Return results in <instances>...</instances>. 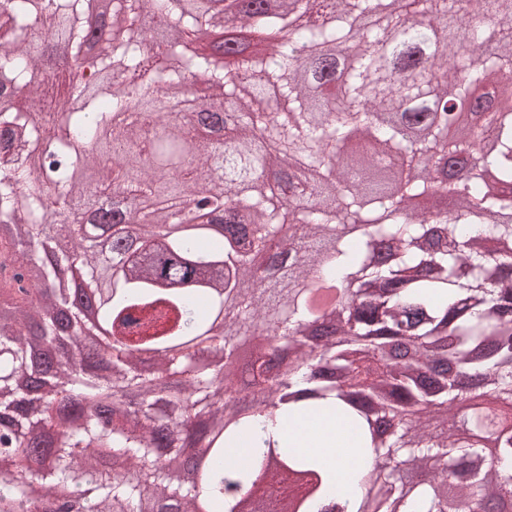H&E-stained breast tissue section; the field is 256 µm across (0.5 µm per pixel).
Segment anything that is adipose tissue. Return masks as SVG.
Instances as JSON below:
<instances>
[{"instance_id":"1","label":"adipose tissue","mask_w":512,"mask_h":512,"mask_svg":"<svg viewBox=\"0 0 512 512\" xmlns=\"http://www.w3.org/2000/svg\"><path fill=\"white\" fill-rule=\"evenodd\" d=\"M283 440L286 447L320 455L335 472L338 488L352 485L353 469L348 454L352 433L349 428H339L325 420L301 419L285 424Z\"/></svg>"}]
</instances>
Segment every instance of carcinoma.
I'll return each mask as SVG.
<instances>
[{
  "mask_svg": "<svg viewBox=\"0 0 512 512\" xmlns=\"http://www.w3.org/2000/svg\"><path fill=\"white\" fill-rule=\"evenodd\" d=\"M112 0L123 38L82 53L88 0H0V502L30 512V488L62 487L55 512H256L292 476L288 512H499L512 502V423L481 444L462 414L471 391L512 406V3L486 0ZM241 28L216 50L199 30ZM267 55H243V34ZM70 46L76 96L39 94V57ZM494 96L481 92L490 76ZM202 79L222 94L181 110L168 91ZM483 102L472 139L443 136ZM492 149L482 155L476 140ZM457 195L428 220L407 208ZM84 209L60 220L57 203ZM97 296L109 373H84L81 294ZM338 338L311 342L312 325ZM274 332L296 357L271 372L257 351L246 384L264 407L238 408L231 363ZM405 340L421 359L395 362ZM180 375L151 407L157 387ZM465 420L473 439L435 435L423 417ZM204 416L213 448L200 484L169 466ZM333 419L368 466L339 492L316 454L283 446V422ZM403 448L431 481L404 485L383 458ZM113 448L111 475L90 449ZM145 448H170L166 462ZM458 473L453 502L443 486Z\"/></svg>",
  "mask_w": 512,
  "mask_h": 512,
  "instance_id": "1",
  "label": "carcinoma"
}]
</instances>
